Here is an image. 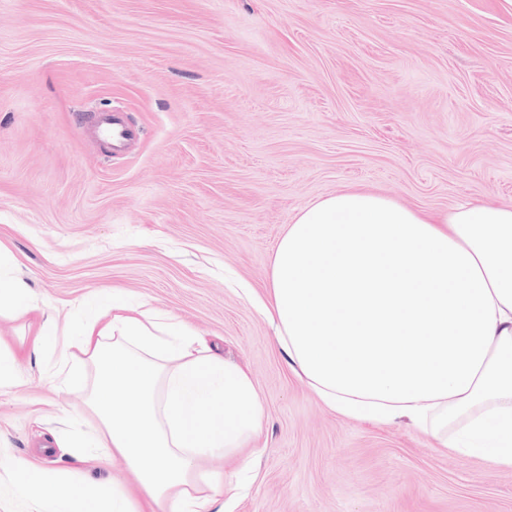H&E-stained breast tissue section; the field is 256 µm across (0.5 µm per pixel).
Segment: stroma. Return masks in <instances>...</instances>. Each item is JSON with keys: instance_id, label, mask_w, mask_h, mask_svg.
Returning <instances> with one entry per match:
<instances>
[{"instance_id": "1", "label": "stroma", "mask_w": 512, "mask_h": 512, "mask_svg": "<svg viewBox=\"0 0 512 512\" xmlns=\"http://www.w3.org/2000/svg\"><path fill=\"white\" fill-rule=\"evenodd\" d=\"M122 112L130 152L90 122ZM367 190L415 209L512 205L505 0H0V247L55 325L115 291L243 365L264 415L232 512H512V468L330 410L259 308L298 209ZM0 448L73 466L91 370L24 357Z\"/></svg>"}]
</instances>
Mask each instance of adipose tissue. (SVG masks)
<instances>
[{
  "mask_svg": "<svg viewBox=\"0 0 512 512\" xmlns=\"http://www.w3.org/2000/svg\"><path fill=\"white\" fill-rule=\"evenodd\" d=\"M43 315L0 253V311ZM263 311L314 393L336 413L428 431L440 447L512 467V206L423 212L346 191L299 208L280 239ZM76 342L93 367L87 407L100 462L136 484L89 483L0 452V492L44 512H224V458L262 420L249 374L162 314L118 294L65 329L40 325L31 351Z\"/></svg>",
  "mask_w": 512,
  "mask_h": 512,
  "instance_id": "1",
  "label": "adipose tissue"
}]
</instances>
